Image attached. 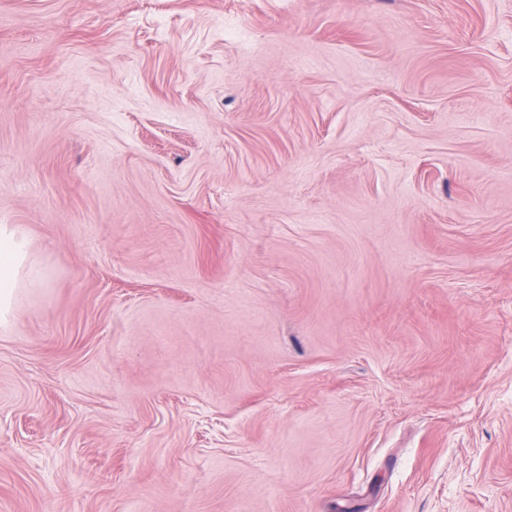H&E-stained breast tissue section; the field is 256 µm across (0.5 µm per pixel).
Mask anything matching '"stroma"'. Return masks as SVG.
<instances>
[{"mask_svg": "<svg viewBox=\"0 0 512 512\" xmlns=\"http://www.w3.org/2000/svg\"><path fill=\"white\" fill-rule=\"evenodd\" d=\"M0 512H512V0H0ZM19 229L12 224L0 225V323L12 315L15 291L28 258L20 244Z\"/></svg>", "mask_w": 512, "mask_h": 512, "instance_id": "obj_1", "label": "stroma"}]
</instances>
